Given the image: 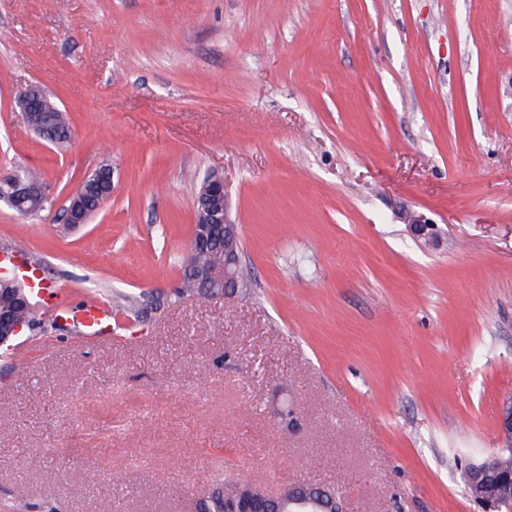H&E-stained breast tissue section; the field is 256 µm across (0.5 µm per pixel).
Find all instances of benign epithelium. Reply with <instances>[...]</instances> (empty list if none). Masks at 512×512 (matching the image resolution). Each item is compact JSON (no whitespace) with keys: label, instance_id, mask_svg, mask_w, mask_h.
I'll list each match as a JSON object with an SVG mask.
<instances>
[{"label":"benign epithelium","instance_id":"obj_1","mask_svg":"<svg viewBox=\"0 0 512 512\" xmlns=\"http://www.w3.org/2000/svg\"><path fill=\"white\" fill-rule=\"evenodd\" d=\"M46 194L43 183L30 181L21 174L0 175V201L12 204L14 197L37 198ZM196 224L190 240V248L197 252H220L216 264L200 271L189 272L197 281L198 288L210 299L228 297L239 287L238 268L240 265L241 238L238 225L230 218V207L224 191V180L213 174L207 177L204 186L194 200ZM412 235L421 238L433 234V225L423 215L412 211L401 214ZM22 324L12 318L7 309H0V345L6 344L17 335ZM499 428L509 436L499 451L475 459L470 463L473 476V500L483 512H512V476H498L499 456L512 448V398L505 400L501 407ZM493 477L498 479L501 490L494 496H485L479 490V483ZM320 490L329 500L334 512H346L345 496L332 486L309 482L282 484L276 490L264 487L255 490L249 484H237L224 492V512H261L259 506H271L270 512H320L321 500L310 494Z\"/></svg>","mask_w":512,"mask_h":512}]
</instances>
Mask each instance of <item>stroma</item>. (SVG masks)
<instances>
[{
  "label": "stroma",
  "mask_w": 512,
  "mask_h": 512,
  "mask_svg": "<svg viewBox=\"0 0 512 512\" xmlns=\"http://www.w3.org/2000/svg\"><path fill=\"white\" fill-rule=\"evenodd\" d=\"M34 83L66 145L26 125ZM104 163L111 198L65 225ZM23 169L50 203L0 202V250L39 267L49 329L0 346V502L190 512L227 476L482 512L460 465L512 396V0H0V172ZM212 173L251 275L178 300Z\"/></svg>",
  "instance_id": "obj_1"
}]
</instances>
